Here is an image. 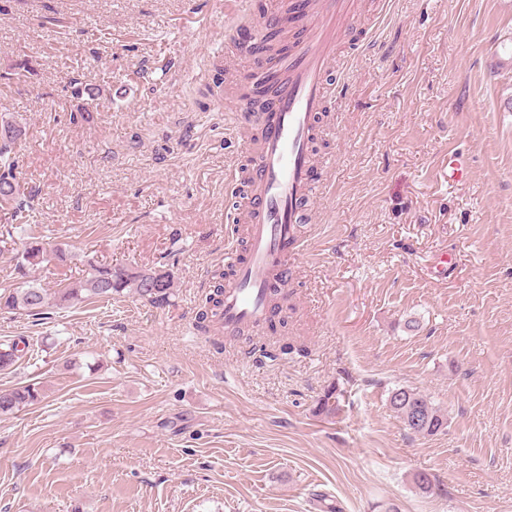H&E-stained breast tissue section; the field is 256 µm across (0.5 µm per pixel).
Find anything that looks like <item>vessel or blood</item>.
<instances>
[{
    "mask_svg": "<svg viewBox=\"0 0 512 512\" xmlns=\"http://www.w3.org/2000/svg\"><path fill=\"white\" fill-rule=\"evenodd\" d=\"M355 0H298L302 35L287 54L270 61L260 27L238 23L224 30L233 56L250 58L258 75H272L264 108L233 116L235 128H249L257 139L247 168L231 184L246 200L243 239L227 240L224 249L223 308L212 330L234 341L246 327L266 328L274 301H287L290 272L305 239L301 226L316 184L310 144L320 129L334 75L336 44Z\"/></svg>",
    "mask_w": 512,
    "mask_h": 512,
    "instance_id": "1",
    "label": "vessel or blood"
}]
</instances>
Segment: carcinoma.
Returning a JSON list of instances; mask_svg holds the SVG:
<instances>
[{
	"mask_svg": "<svg viewBox=\"0 0 512 512\" xmlns=\"http://www.w3.org/2000/svg\"><path fill=\"white\" fill-rule=\"evenodd\" d=\"M293 20L292 7L288 0H283L280 21L276 27L269 29L263 40L264 49L270 56L276 58L286 49L293 30ZM269 90L266 81L256 79L243 92L242 100L246 102L247 108L255 109L263 104ZM25 133L26 129L21 123L9 119L0 120V206L9 207L10 215L18 219L23 218V213L29 208L28 196L17 176L15 157V146ZM70 259L72 255L60 245H52L39 237L30 238L23 252V261L17 265V275L21 281L9 293L0 296V310L15 311L35 319L45 318L49 307L48 289L27 280L26 268L52 261L62 264ZM172 287V274L165 270H129L92 263L86 279L75 286L60 288L54 295L60 304H78L90 298L110 300L112 295L127 288L143 302L160 307L169 302ZM223 287L224 271L218 269L212 275L211 292L202 299L197 313V327L205 332L210 329L211 318L222 308ZM21 352L23 348L18 341L0 346V371L10 370L20 358ZM400 391L404 393V398H391L389 404L404 422L413 412H421L422 426L415 433L431 436L445 428V414L425 396L410 387L403 386ZM39 401L40 388L34 384L0 391V415L11 414Z\"/></svg>",
	"mask_w": 512,
	"mask_h": 512,
	"instance_id": "cac0c4a2",
	"label": "carcinoma"
}]
</instances>
